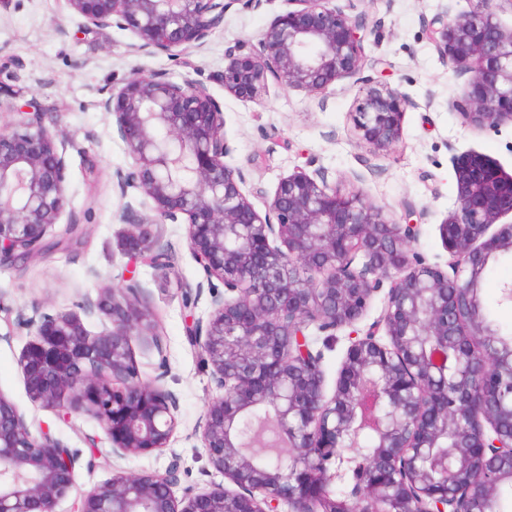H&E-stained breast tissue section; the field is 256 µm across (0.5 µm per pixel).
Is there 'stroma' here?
Returning a JSON list of instances; mask_svg holds the SVG:
<instances>
[{
	"label": "stroma",
	"instance_id": "35a3bbf8",
	"mask_svg": "<svg viewBox=\"0 0 512 512\" xmlns=\"http://www.w3.org/2000/svg\"><path fill=\"white\" fill-rule=\"evenodd\" d=\"M350 16H365L372 34L359 81L336 83L323 94L270 86L262 102L237 98L224 90L222 75L228 47L256 42L270 21L288 10L287 0H261L252 9L231 7L207 44L175 58L135 49V36L115 27L86 30L66 0H0V82L17 103L37 102L45 125L67 147L70 178L67 212L78 222L80 245L53 252L23 271L0 267V393L11 400L31 426H42L75 450L79 461L75 485L58 512H74L91 487L119 472L144 473L179 467L176 496L227 485L206 456L200 424L215 393L212 367L187 334L189 316L207 317V297L188 308L185 292L202 279L185 237V227L168 224L164 237L172 249L166 273L145 257L129 258L124 242L128 227L119 219L124 205L142 216L153 203L137 190L120 194L113 175L133 159L112 131V119L98 105L100 91L121 87L132 75L163 72L175 81L205 82L224 105L225 132L231 151L227 166L242 170L243 191L257 211H264L281 178L297 170L325 171L329 182L362 192L388 217L405 209L420 215L421 233L414 246L426 262L446 267L449 259L440 236L441 223L456 209L455 157L474 150L512 174V124L474 129L449 106L460 97L469 76L442 58L430 34V22L477 8L478 0H341ZM385 76L411 100L402 134L390 150L376 151L359 137L352 114L363 82ZM137 277L142 297L152 309L162 349L139 336L132 353L145 379L163 376L176 396L178 426L167 448L123 459L112 456L98 423L88 418L60 421L29 397L21 354L30 341L20 316H32L33 304L44 311L79 310L96 299L101 287ZM512 283V260L487 273L482 293L498 321L512 327V304L502 302L503 284Z\"/></svg>",
	"mask_w": 512,
	"mask_h": 512
}]
</instances>
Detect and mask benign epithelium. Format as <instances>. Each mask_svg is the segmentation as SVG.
<instances>
[{"instance_id": "benign-epithelium-1", "label": "benign epithelium", "mask_w": 512, "mask_h": 512, "mask_svg": "<svg viewBox=\"0 0 512 512\" xmlns=\"http://www.w3.org/2000/svg\"><path fill=\"white\" fill-rule=\"evenodd\" d=\"M84 25L128 30L148 55L176 57L203 47L235 4L259 0H66ZM451 17L437 14L432 38L441 56L471 77L449 106L477 129L512 122V31L497 20L494 3ZM257 44L229 52L224 90L253 101L271 85L322 92L356 78L370 32L336 0H288ZM12 102L17 119L0 123V264L45 251V237L67 206L69 163L34 102L20 107L0 82V101ZM411 102L386 80L368 84L353 121L360 139L384 151L401 137ZM99 106L115 118L116 132L134 164L116 173L121 194L134 188L153 202L155 217L130 205L121 218L133 230L128 249L148 255L158 270L170 266L164 225H186L187 246L208 288L207 319L192 318L191 340L212 366L217 392L202 425L209 464L234 488L186 493L177 498L178 467L140 475L116 474L84 492L76 512H487L497 484H512V468L488 466L512 459V401L495 398L512 377L486 363L480 377L439 371L431 354L442 345L459 362L477 356L487 328L473 298L491 261L512 255V175L482 153L456 159L459 206L440 225L448 269L426 263L414 250L420 225L400 221L359 192L302 171L283 177L266 204L255 209L242 190L244 175L224 163L230 148L224 107L207 85L162 73L134 75ZM390 282L382 314L357 324ZM140 284L106 286L83 313L59 311L24 318L34 339L20 364L30 398L63 420L89 417L101 426L117 457L145 455L168 446L177 420L176 401L163 375L142 379L132 340L155 328ZM109 316L111 326L90 332L82 316ZM333 338L348 328L349 345L325 391L321 352L306 331ZM384 391L388 404L374 411L378 445L365 453V487L332 498L338 471L329 455L347 436L359 408L355 388ZM274 428L279 450L295 448L313 468L297 469L300 489L288 491L290 472L257 460L256 411ZM460 426L451 452L464 459L441 486L426 477L422 460L439 436ZM76 454L50 431H32L24 415L0 393V512H57L74 485Z\"/></svg>"}]
</instances>
